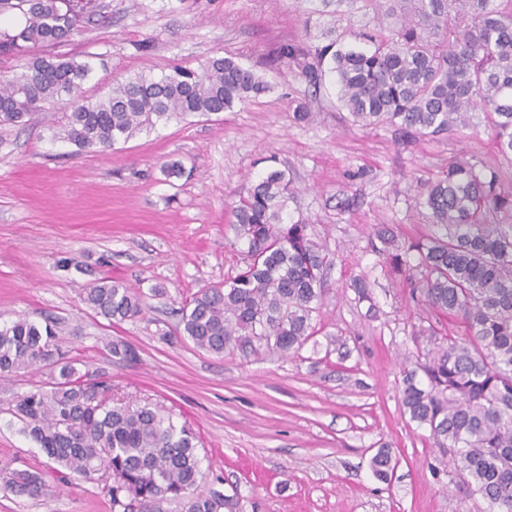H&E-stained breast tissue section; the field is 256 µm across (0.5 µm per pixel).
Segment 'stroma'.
<instances>
[{
	"instance_id": "obj_1",
	"label": "stroma",
	"mask_w": 512,
	"mask_h": 512,
	"mask_svg": "<svg viewBox=\"0 0 512 512\" xmlns=\"http://www.w3.org/2000/svg\"><path fill=\"white\" fill-rule=\"evenodd\" d=\"M98 2L108 22L59 48L91 63L89 98L115 77L197 70L216 55L236 57L273 89L224 113L159 123L109 154L59 139L63 104L49 119L0 126V324L51 321L87 379L111 380L121 400L164 405L198 437L200 493L233 497L237 512H484L482 499L466 498L452 456L401 405L418 328L461 340L466 326L378 272L374 230L390 225L402 241L434 233L418 185L459 157L507 170L493 141L450 133L408 142L388 126L348 124L334 89L313 92L277 56L281 43L304 40L309 0ZM301 106L308 121L293 118ZM272 155L292 181L290 216L330 253L328 292L299 354L211 355L180 335L176 311L238 272L232 207ZM174 161L182 177L168 175ZM367 272L372 316L350 287ZM103 277L139 291L142 313L114 323L90 309L85 290ZM115 341L135 359L113 358ZM49 380L46 369L0 377V478L45 471L11 409ZM384 446L396 461L387 482L370 464ZM108 483L51 479L36 500L0 489V512H114Z\"/></svg>"
}]
</instances>
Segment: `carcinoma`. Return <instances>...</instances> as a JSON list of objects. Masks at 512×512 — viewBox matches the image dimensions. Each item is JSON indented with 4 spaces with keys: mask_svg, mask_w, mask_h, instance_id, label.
Returning a JSON list of instances; mask_svg holds the SVG:
<instances>
[{
    "mask_svg": "<svg viewBox=\"0 0 512 512\" xmlns=\"http://www.w3.org/2000/svg\"><path fill=\"white\" fill-rule=\"evenodd\" d=\"M320 2L307 11V40L285 42L278 54L314 89L332 83L347 121L389 125L407 140L482 125L512 163V0ZM344 2L377 4L383 19L372 28L338 26L336 6ZM5 13L19 24L0 28V57L24 63L0 79V124H24L66 101L64 139L80 150L107 153L162 121L226 112L271 89L234 57L216 56L198 71L176 66L159 77H115L108 91L87 99L90 65L47 50L102 19L97 0H0ZM290 196L281 169L239 195L232 214L244 268L201 289L181 311V333L197 349L295 354L314 335L311 316L326 291L329 255L307 224L288 217ZM419 198L440 232L401 242L379 226L381 271L417 275L416 299L461 318L468 336L446 343L426 337L432 348L406 372L402 404L436 447L454 454L467 496L483 499L488 512H512V179L505 185L500 170L458 158L444 178L420 186ZM351 288L374 309L367 276ZM84 301L115 322L143 311L141 294L110 278ZM42 368L53 374L49 388L17 396L12 412L59 483L101 472L112 479V507L122 512H158L168 500L183 502L185 512L234 508L229 496L197 492L205 473L188 428L152 403H112V383L85 379L50 323L0 325V376ZM372 467L387 479L389 451L379 450ZM3 486L37 498L45 482L19 470Z\"/></svg>",
    "mask_w": 512,
    "mask_h": 512,
    "instance_id": "carcinoma-1",
    "label": "carcinoma"
}]
</instances>
